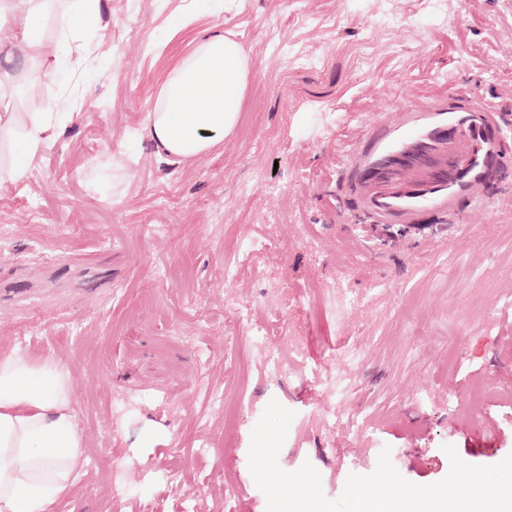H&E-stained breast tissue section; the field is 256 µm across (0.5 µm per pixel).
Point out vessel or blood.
Wrapping results in <instances>:
<instances>
[{
  "label": "vessel or blood",
  "mask_w": 512,
  "mask_h": 512,
  "mask_svg": "<svg viewBox=\"0 0 512 512\" xmlns=\"http://www.w3.org/2000/svg\"><path fill=\"white\" fill-rule=\"evenodd\" d=\"M371 148H351L346 166L348 192L375 224H418L425 216L455 221L448 181L459 160L470 172L459 190L474 205L487 201L486 180L504 168L493 113L477 98L442 93L373 122Z\"/></svg>",
  "instance_id": "1"
}]
</instances>
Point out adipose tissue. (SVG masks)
Segmentation results:
<instances>
[{
  "instance_id": "1",
  "label": "adipose tissue",
  "mask_w": 512,
  "mask_h": 512,
  "mask_svg": "<svg viewBox=\"0 0 512 512\" xmlns=\"http://www.w3.org/2000/svg\"><path fill=\"white\" fill-rule=\"evenodd\" d=\"M99 0H0L12 41L0 63V106L19 83H37L59 67L48 44L66 49L98 15ZM250 58L231 34L199 35L170 65L149 112L160 156L183 165L219 146L235 129ZM63 118L55 112L0 109V182L17 183ZM85 443L75 424L70 372L18 347L0 351V512H53L84 475Z\"/></svg>"
}]
</instances>
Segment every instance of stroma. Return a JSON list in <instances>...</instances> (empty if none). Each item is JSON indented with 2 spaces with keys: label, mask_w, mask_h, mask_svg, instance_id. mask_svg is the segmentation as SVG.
<instances>
[{
  "label": "stroma",
  "mask_w": 512,
  "mask_h": 512,
  "mask_svg": "<svg viewBox=\"0 0 512 512\" xmlns=\"http://www.w3.org/2000/svg\"><path fill=\"white\" fill-rule=\"evenodd\" d=\"M178 5L100 0L75 34L96 70L72 52L17 89L19 111L59 112L81 84L27 180L0 184V350L69 369L86 443L54 512H266L248 453L273 400L295 413L280 468L311 463L331 500L386 446L418 485L447 476V444L472 465L511 455L512 175L488 206L459 194L451 224H357L340 190L374 117L437 90L481 98L512 166V0H448L455 28L430 0H241L175 32ZM210 28L250 57L239 120L171 166L150 103ZM256 325L281 377L255 351L224 365L228 337ZM267 333L264 330H259L253 336L256 343L262 346L263 353L266 361V366L270 374L280 376L282 374V361L276 349L270 346L267 338Z\"/></svg>",
  "instance_id": "stroma-1"
}]
</instances>
